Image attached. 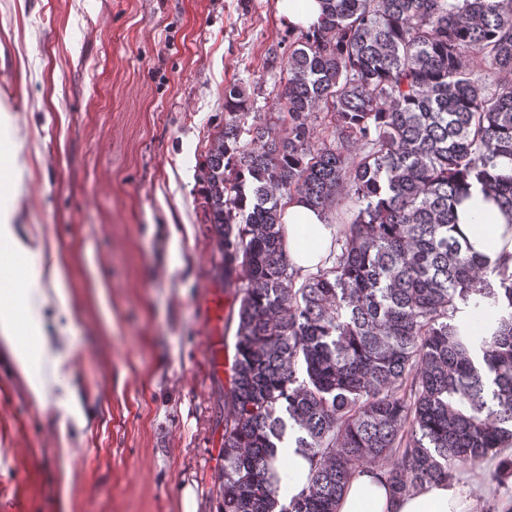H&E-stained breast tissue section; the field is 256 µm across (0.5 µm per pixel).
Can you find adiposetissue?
Segmentation results:
<instances>
[{"label":"adipose tissue","instance_id":"obj_1","mask_svg":"<svg viewBox=\"0 0 512 512\" xmlns=\"http://www.w3.org/2000/svg\"><path fill=\"white\" fill-rule=\"evenodd\" d=\"M16 189L0 184V346L28 387L31 401L45 406L54 385L68 374L70 328L49 327L40 316L48 300L60 315H68V290L61 259L30 271L32 245L19 237L10 223ZM457 235L473 255L489 266L512 272V215L485 198L479 184L457 207ZM288 254L299 277L316 273L328 258L337 228L325 216L301 201L289 204L285 215ZM500 315L485 306L457 312L458 333L466 344L478 345L492 336ZM336 512H473L462 488L445 481L428 482L404 495L395 494L386 477L375 470L355 474L336 504Z\"/></svg>","mask_w":512,"mask_h":512}]
</instances>
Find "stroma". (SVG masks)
Wrapping results in <instances>:
<instances>
[{"mask_svg": "<svg viewBox=\"0 0 512 512\" xmlns=\"http://www.w3.org/2000/svg\"><path fill=\"white\" fill-rule=\"evenodd\" d=\"M288 37L275 0H0V151L12 222L65 263L70 372L45 408L0 352V512H221L225 374L208 363L214 274L199 163L224 88L265 75ZM88 425L69 488L55 468L66 385Z\"/></svg>", "mask_w": 512, "mask_h": 512, "instance_id": "35a3bbf8", "label": "stroma"}]
</instances>
